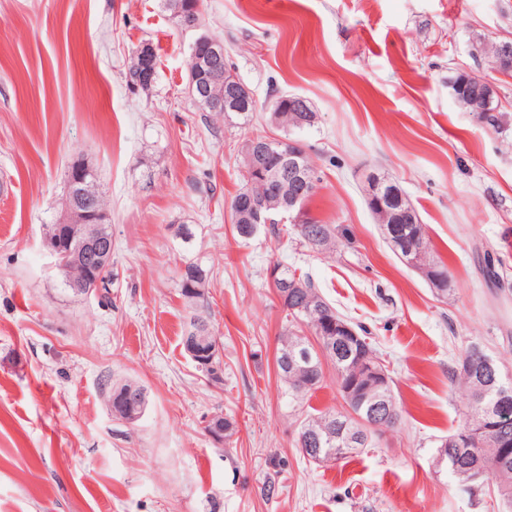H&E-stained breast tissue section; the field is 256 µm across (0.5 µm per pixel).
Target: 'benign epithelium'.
Instances as JSON below:
<instances>
[{
    "instance_id": "1",
    "label": "benign epithelium",
    "mask_w": 512,
    "mask_h": 512,
    "mask_svg": "<svg viewBox=\"0 0 512 512\" xmlns=\"http://www.w3.org/2000/svg\"><path fill=\"white\" fill-rule=\"evenodd\" d=\"M200 44L207 46L208 53L193 55V66L189 70L190 88L196 90L197 98L211 111L222 112L226 118L243 111L252 101L253 94L240 80L220 77L217 63L224 58V43L201 35L194 42L196 46ZM265 143V139L249 138L246 144L249 175L267 184L272 194L279 193L278 183L288 182L291 186L286 203L289 219L294 224H301L305 199L315 192L316 183L307 171L292 162L288 163V168L268 174L264 165ZM86 168L82 160L73 162L70 176L76 191L66 193L65 209L44 238V248L62 271L65 286L73 294L83 296L91 295L102 273L112 267V231L100 219L102 189L97 182L86 178ZM393 186L394 182L375 176L368 187L374 207L391 215V232L394 225L408 223L403 196ZM235 220L244 224L271 223L262 208L251 201L241 207Z\"/></svg>"
}]
</instances>
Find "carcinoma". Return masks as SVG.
<instances>
[{"label": "carcinoma", "instance_id": "carcinoma-1", "mask_svg": "<svg viewBox=\"0 0 512 512\" xmlns=\"http://www.w3.org/2000/svg\"><path fill=\"white\" fill-rule=\"evenodd\" d=\"M139 57L129 56L127 76L130 85L146 89L147 83L139 82ZM449 89L457 102L467 111L477 115V119L490 125L497 123L493 115L494 92L481 78L468 74H459L449 82ZM270 156L267 163L271 168L279 165V159L294 155L295 161L310 166L314 179H319L306 148L298 140L284 137L271 141ZM250 197L274 217L283 210L280 201L265 200V191L259 183H250L242 179V185L231 201V208ZM299 241L307 248L317 252L336 250V228L319 220L308 217L307 223L293 225ZM398 239L409 248H419L422 263L439 273L448 274L446 266L435 260L428 241L425 225L421 220L412 224H402ZM283 274L289 282H297L292 294L297 302L303 304L304 310L286 311L288 327L279 337L280 346L276 352V362H281L283 353L305 352L311 356L310 362L288 370L277 367L281 381L288 389V398L301 400L306 395L318 390L323 382L322 359L317 348L334 344L336 352H328L325 360L336 370L338 386L343 388L350 382L363 378L368 365H373L381 374L378 379L380 393L386 397L385 411L394 422L401 420V409L392 388L393 380L388 366L367 341L368 330L357 326L359 340L346 344L336 340V336H326L325 322L329 318L339 321L343 317L320 294L313 280L304 274H297V269L285 268ZM210 282V270L196 261L185 263V270L180 272L181 295L186 299L188 315L183 327L182 345L189 350L198 348L207 351L213 348L216 336L199 303L205 301L206 288ZM309 331L311 336L304 335ZM450 378L460 380L470 393V404L462 413L461 423L457 429L445 438L447 447L438 448V461L448 464V471L455 482L470 493H478L488 486H493L503 507L512 509V380H504L500 370L490 371L474 359V350L465 352L458 366L449 371ZM349 409L344 411L328 410L316 416L305 418L297 430L295 447L303 457L315 462L325 458L329 463L347 462L355 457L358 448H350L345 438L350 431L366 434L368 441H373L375 432L366 431L364 422L372 419L371 399L360 398L348 402ZM332 419L333 437L317 435L327 419Z\"/></svg>", "mask_w": 512, "mask_h": 512}]
</instances>
